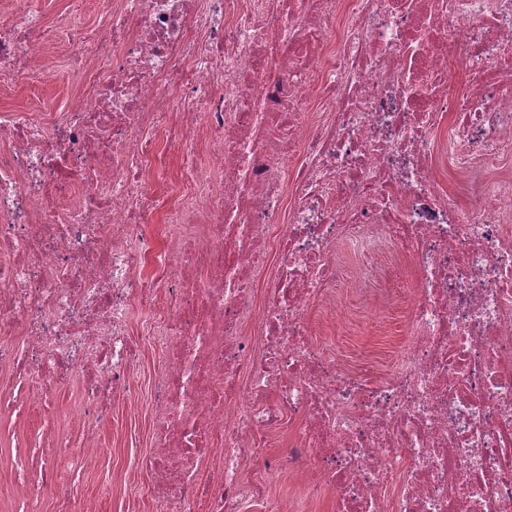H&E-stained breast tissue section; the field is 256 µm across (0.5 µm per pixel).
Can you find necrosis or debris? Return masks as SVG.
<instances>
[{
    "label": "necrosis or debris",
    "instance_id": "4bbe7bcc",
    "mask_svg": "<svg viewBox=\"0 0 512 512\" xmlns=\"http://www.w3.org/2000/svg\"><path fill=\"white\" fill-rule=\"evenodd\" d=\"M55 40L79 95L0 113V424L73 384L81 438L15 449L22 512H41L27 468L53 484L96 463L95 424L136 392L138 309L154 512H242L255 461L307 474L269 512L325 492L334 512H512V179L492 174L512 156V0H114L79 32L20 7L0 87L50 82ZM442 161L489 171L474 201ZM343 243L362 274L418 276L389 375L313 327L348 285Z\"/></svg>",
    "mask_w": 512,
    "mask_h": 512
}]
</instances>
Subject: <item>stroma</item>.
I'll use <instances>...</instances> for the list:
<instances>
[{
  "label": "stroma",
  "instance_id": "35a3bbf8",
  "mask_svg": "<svg viewBox=\"0 0 512 512\" xmlns=\"http://www.w3.org/2000/svg\"><path fill=\"white\" fill-rule=\"evenodd\" d=\"M41 52L55 72L56 81L40 91L21 83L12 89L1 90L0 111L57 112L68 97L79 91V80L71 72L66 54L52 43L44 45ZM413 283L411 271L405 269L394 268L382 276L379 286L386 289V298L370 296L364 302L362 316L354 324L343 326L342 335H335L334 347L343 361L355 368L368 361L379 373L389 372L406 338L407 294ZM149 329L146 315L134 313L131 333L141 347L137 367L138 402L132 407L121 400L111 403L108 417L95 427L98 442L105 447L106 453L99 457L94 467L75 477L82 492L100 499L102 512H152L145 494L147 477L129 465L131 455L146 452L150 447L149 387L156 367V354L150 343ZM76 397L75 387L61 389L52 417H44L36 410L21 423L0 428V512H9L12 506L11 448L21 443L35 451L47 447L53 432L64 428ZM244 478L266 484L270 498L285 501L295 496L304 480L299 471L271 474L259 464L247 466Z\"/></svg>",
  "mask_w": 512,
  "mask_h": 512
}]
</instances>
